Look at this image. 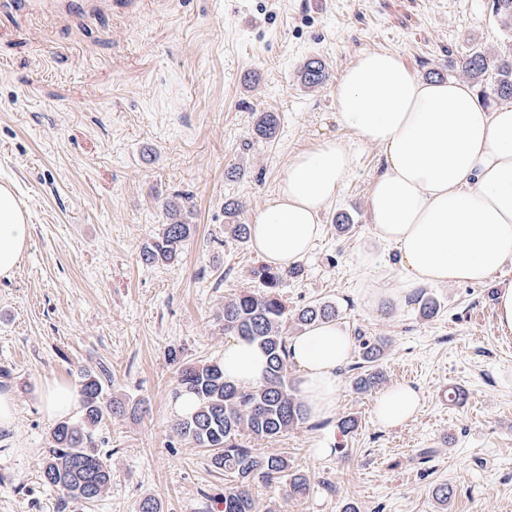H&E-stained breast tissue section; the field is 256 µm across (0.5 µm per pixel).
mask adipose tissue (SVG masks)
I'll use <instances>...</instances> for the list:
<instances>
[{"instance_id": "adipose-tissue-1", "label": "adipose tissue", "mask_w": 512, "mask_h": 512, "mask_svg": "<svg viewBox=\"0 0 512 512\" xmlns=\"http://www.w3.org/2000/svg\"><path fill=\"white\" fill-rule=\"evenodd\" d=\"M334 98L342 125L383 149L369 198L371 240L397 250L409 273L404 289L483 282L512 264V103L484 108L468 86L421 80L388 51L359 55ZM351 168L350 152L332 138L289 158L276 193L249 224L264 263L285 269L307 258L322 232L320 214ZM29 243L27 211L1 182L0 278L13 275ZM288 350L309 417H330L351 337L329 321L292 337ZM221 363L226 380L246 387L263 379L267 358L238 337L225 344ZM420 401L417 390L396 385L376 398L373 414L397 426L413 419Z\"/></svg>"}]
</instances>
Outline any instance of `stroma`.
I'll return each mask as SVG.
<instances>
[{
  "mask_svg": "<svg viewBox=\"0 0 512 512\" xmlns=\"http://www.w3.org/2000/svg\"><path fill=\"white\" fill-rule=\"evenodd\" d=\"M480 49L512 57V28L492 0H131L123 8L0 18V181L14 184L31 224L30 248L0 278V387L16 394L18 417L0 431V512H137L159 497L162 512H220L226 478L208 449L174 426L177 368L218 361L225 300L257 288L250 243L224 232V204L249 223L278 188L288 158L318 141L347 146L353 166L322 212V234L299 278L280 293L289 312L335 305L350 336L387 340L384 387L419 390L414 420L379 425L375 393L356 392L339 370L333 416L307 420L274 442L308 474L311 490L254 483L257 512H512V351L495 314L512 265L480 284L421 286L375 304L407 271L380 248L384 278L357 268L371 234L369 195L380 147L360 143L336 118V84L365 52L396 53L420 78L471 83L496 107L494 75L470 82L449 59ZM319 58L328 79L304 87L299 70ZM279 116L275 135L256 137V113ZM240 178H227L231 167ZM195 226L178 260L147 265L143 246L159 234L166 201ZM351 228L340 231L336 218ZM437 315L422 318L419 300ZM100 376L105 395L136 413L105 419L93 446L112 469L95 502L44 484L52 421L38 409L48 382L79 387ZM463 390V404L444 399ZM356 419L342 433L340 418ZM433 449L430 461L417 459ZM453 497L441 509L433 491Z\"/></svg>",
  "mask_w": 512,
  "mask_h": 512,
  "instance_id": "stroma-1",
  "label": "stroma"
}]
</instances>
